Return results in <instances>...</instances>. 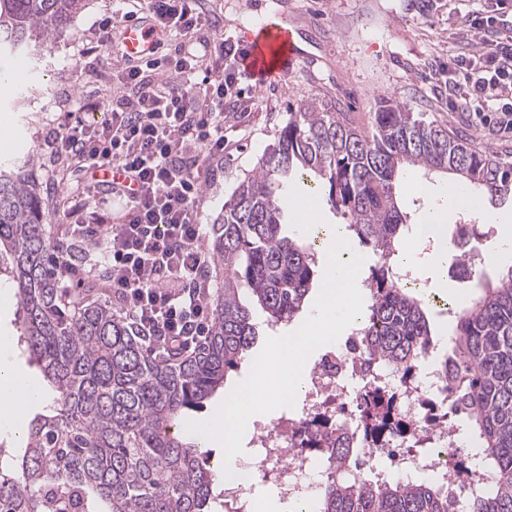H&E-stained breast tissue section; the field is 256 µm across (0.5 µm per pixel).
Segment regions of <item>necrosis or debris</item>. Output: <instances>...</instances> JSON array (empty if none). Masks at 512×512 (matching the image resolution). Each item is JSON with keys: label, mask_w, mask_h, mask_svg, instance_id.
Returning <instances> with one entry per match:
<instances>
[{"label": "necrosis or debris", "mask_w": 512, "mask_h": 512, "mask_svg": "<svg viewBox=\"0 0 512 512\" xmlns=\"http://www.w3.org/2000/svg\"><path fill=\"white\" fill-rule=\"evenodd\" d=\"M349 378L361 382L364 389L393 393L396 401L391 415L410 427L408 438L386 434L375 442V449L387 452L404 475H439L448 496V512H462L472 488L482 484L487 473L459 448V431L446 413L448 383L444 376L427 362L405 379L391 365L364 363L356 347L342 351L326 348L308 374L301 413L277 417L261 432L258 459L277 474L279 489L291 497L308 495L313 489L310 475H325L322 454L304 446L307 424L314 416L331 417L346 430L361 429V419L342 410L349 397L345 386Z\"/></svg>", "instance_id": "obj_1"}]
</instances>
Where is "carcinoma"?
I'll return each instance as SVG.
<instances>
[{
	"mask_svg": "<svg viewBox=\"0 0 512 512\" xmlns=\"http://www.w3.org/2000/svg\"><path fill=\"white\" fill-rule=\"evenodd\" d=\"M86 0H0V52H41L65 32ZM410 168L425 178L452 176L473 199L512 200V164L477 150L448 128L426 123L405 102L384 98L371 130L340 111L303 98L260 156L252 174L224 201L212 225L208 262L224 286L208 300L210 326L187 356L157 348L108 300L62 286L60 252L46 224L41 185L12 163L0 167V269L23 310L21 341L55 393L36 415L24 450L0 440V512H213L218 475L197 436L180 434L190 412L224 388L256 336L243 296L287 324L302 312L317 267L314 244L282 235L281 190L294 176L313 178L331 206L350 217L351 240L372 251L371 304L357 330L360 355L409 376L435 345L426 308L392 280L383 261L410 226L397 194ZM454 355L443 368L448 408L464 414L491 463L487 489L468 512H512V266L454 310ZM383 398L358 407L384 428ZM306 447L325 449L329 473L315 512H448L432 483L374 484L344 432L315 430Z\"/></svg>",
	"mask_w": 512,
	"mask_h": 512,
	"instance_id": "obj_1",
	"label": "carcinoma"
}]
</instances>
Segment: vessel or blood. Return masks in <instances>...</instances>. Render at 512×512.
Listing matches in <instances>:
<instances>
[{"label": "vessel or blood", "instance_id": "1", "mask_svg": "<svg viewBox=\"0 0 512 512\" xmlns=\"http://www.w3.org/2000/svg\"><path fill=\"white\" fill-rule=\"evenodd\" d=\"M245 50L246 68L258 80L265 82L272 72H285L293 68L301 59L302 51L294 44L293 36L286 23H270L261 28L258 36L242 39ZM158 40L148 19L127 22L122 26L119 56L122 60L136 62L155 54ZM279 50V61L275 71H267L261 62L260 49Z\"/></svg>", "mask_w": 512, "mask_h": 512}]
</instances>
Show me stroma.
<instances>
[{
	"mask_svg": "<svg viewBox=\"0 0 512 512\" xmlns=\"http://www.w3.org/2000/svg\"><path fill=\"white\" fill-rule=\"evenodd\" d=\"M212 25L193 41L222 33L236 41L239 29L286 17L302 41L306 59L288 77L255 84L242 76L224 99V168L204 183L198 220L211 230L240 180L251 174L259 156L274 142L300 99H317L322 108L349 112L359 130L371 127L381 99L410 104L418 117L446 126L477 145L491 148L512 164V129L498 125L501 103L482 115L448 97V68L468 47L462 25L477 0H200ZM115 0H88L69 30L41 59L17 55L29 69L23 89L0 83V160L32 161L44 189L51 223L60 239L74 224H108L119 207L106 193L81 192L86 178L51 141L77 122H102L109 100L126 94L118 69L116 42L102 39L101 26L116 10ZM413 273L424 285L436 334L455 329L449 296L474 291L473 281L449 275L418 254ZM22 315L15 288L0 281V357L42 383L39 369L18 342Z\"/></svg>",
	"mask_w": 512,
	"mask_h": 512,
	"instance_id": "stroma-1",
	"label": "stroma"
}]
</instances>
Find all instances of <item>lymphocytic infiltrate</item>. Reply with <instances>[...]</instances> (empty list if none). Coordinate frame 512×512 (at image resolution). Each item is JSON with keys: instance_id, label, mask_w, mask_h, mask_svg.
Segmentation results:
<instances>
[{"instance_id": "obj_1", "label": "lymphocytic infiltrate", "mask_w": 512, "mask_h": 512, "mask_svg": "<svg viewBox=\"0 0 512 512\" xmlns=\"http://www.w3.org/2000/svg\"><path fill=\"white\" fill-rule=\"evenodd\" d=\"M506 7L497 0L494 9L466 16V32L480 44L457 57L450 96L488 103L512 85V39L502 36L497 17ZM148 15L153 28L175 37L209 24L196 0H149ZM214 50L225 67L203 83L197 76L206 56L194 49L171 64L156 56L127 64L121 73L131 95L113 101L100 124H77L55 140L87 172L86 193L108 189L123 206L117 223L75 224L72 236L99 239L103 283L145 334L173 352L189 350L209 327L197 208L203 170L224 158V97L237 84L242 55L230 42ZM166 71L171 80L156 82Z\"/></svg>"}]
</instances>
